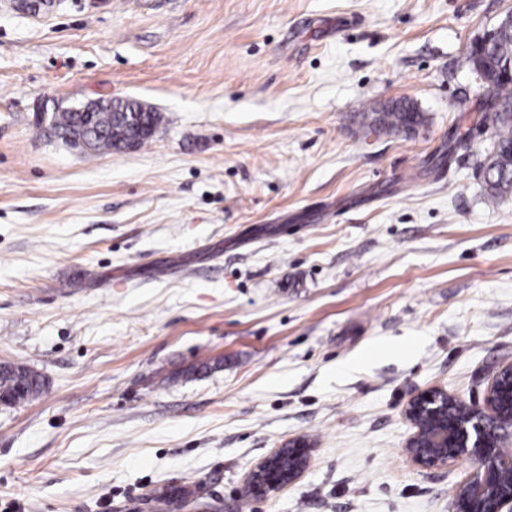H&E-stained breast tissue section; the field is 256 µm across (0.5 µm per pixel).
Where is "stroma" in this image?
I'll use <instances>...</instances> for the list:
<instances>
[{
	"label": "stroma",
	"instance_id": "1",
	"mask_svg": "<svg viewBox=\"0 0 512 512\" xmlns=\"http://www.w3.org/2000/svg\"><path fill=\"white\" fill-rule=\"evenodd\" d=\"M509 11L0 0V361L44 379L0 405V512H451L474 464H413L404 407L512 363V194L485 198L467 62ZM108 97L153 137L84 153L38 121ZM399 99L422 124L371 132ZM297 437L308 469L250 500ZM311 448L301 438L289 440L258 463L247 476L246 487L252 496L267 497L280 487L297 480L308 467ZM288 458V471L281 470L280 461Z\"/></svg>",
	"mask_w": 512,
	"mask_h": 512
}]
</instances>
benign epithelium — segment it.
<instances>
[{
	"label": "benign epithelium",
	"instance_id": "1",
	"mask_svg": "<svg viewBox=\"0 0 512 512\" xmlns=\"http://www.w3.org/2000/svg\"><path fill=\"white\" fill-rule=\"evenodd\" d=\"M512 35V14L470 51L476 52L504 34ZM456 408L468 412L467 420L443 422L434 434L421 436L420 420L450 414ZM412 427L405 452L425 469H440L460 459L473 461L474 468L459 486L454 512H512V457L500 449L512 445V364L492 377L483 400L465 402L447 390L433 387L414 394L405 408ZM311 448L301 438L289 440L258 463L247 476L253 496L266 497L297 480L308 467Z\"/></svg>",
	"mask_w": 512,
	"mask_h": 512
}]
</instances>
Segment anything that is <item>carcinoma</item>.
<instances>
[{"mask_svg": "<svg viewBox=\"0 0 512 512\" xmlns=\"http://www.w3.org/2000/svg\"><path fill=\"white\" fill-rule=\"evenodd\" d=\"M471 68H480L482 79L491 84L494 96L487 112L496 132V148L482 165L487 198L496 202L512 192V79L504 78L512 67V37H502L479 54H468ZM162 117L156 111L136 113L135 125L126 123L121 112H95L89 116L81 112L65 110L51 115V127L63 140L84 127L91 129L93 151L121 149L129 139L139 147L155 133ZM421 123V115L407 101L373 112L369 127L375 131H400L411 133ZM42 383L37 373L25 366L5 364L0 367V393L6 396L4 403L16 404L37 396Z\"/></svg>", "mask_w": 512, "mask_h": 512, "instance_id": "1", "label": "carcinoma"}]
</instances>
